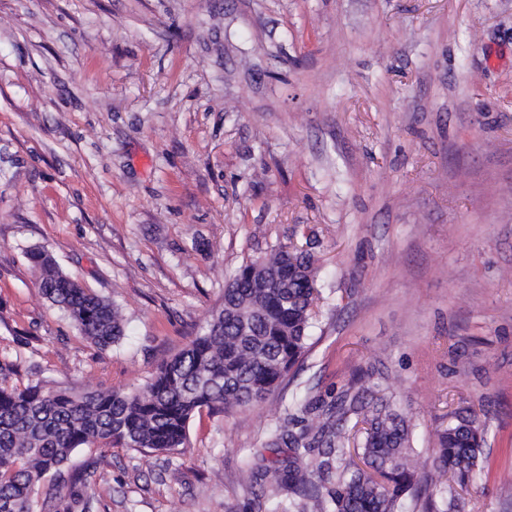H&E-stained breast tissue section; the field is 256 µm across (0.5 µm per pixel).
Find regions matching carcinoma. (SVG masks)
Segmentation results:
<instances>
[{
    "mask_svg": "<svg viewBox=\"0 0 512 512\" xmlns=\"http://www.w3.org/2000/svg\"><path fill=\"white\" fill-rule=\"evenodd\" d=\"M29 258L41 270L43 295L90 343L105 349L121 339L125 324L117 307L63 273L48 253L33 249ZM320 296L313 256L280 246L236 270L225 285L224 306L139 388L77 392L18 384L15 364L1 362L0 512H91L86 467L39 498L45 475L62 474L77 449L178 454L196 414L266 401L306 354ZM317 418L318 425L298 433L280 425L266 442L312 452L314 465H246L247 481H267L274 496L288 492V508L273 512H410L408 498L422 481L439 498L431 512H448V497L484 469L481 426L475 417H461L436 432L431 466L421 478L411 418L378 385L343 390ZM352 442L354 458L345 451Z\"/></svg>",
    "mask_w": 512,
    "mask_h": 512,
    "instance_id": "1",
    "label": "carcinoma"
}]
</instances>
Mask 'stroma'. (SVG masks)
Returning <instances> with one entry per match:
<instances>
[{
	"label": "stroma",
	"instance_id": "1",
	"mask_svg": "<svg viewBox=\"0 0 512 512\" xmlns=\"http://www.w3.org/2000/svg\"><path fill=\"white\" fill-rule=\"evenodd\" d=\"M278 246L322 293L272 398L200 413L183 453L81 448L93 512H272L271 429L382 383L427 454L474 414L451 512H512V0H0V360L132 390ZM43 248L113 302L101 350L40 291Z\"/></svg>",
	"mask_w": 512,
	"mask_h": 512
}]
</instances>
